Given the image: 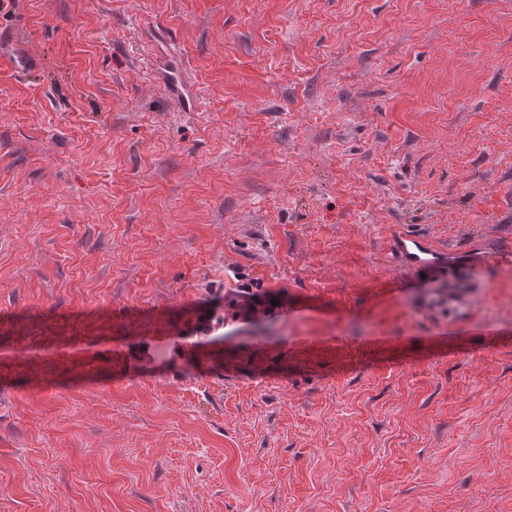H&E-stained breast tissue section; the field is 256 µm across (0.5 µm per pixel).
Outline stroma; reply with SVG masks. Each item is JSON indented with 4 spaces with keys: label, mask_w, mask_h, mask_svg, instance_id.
<instances>
[{
    "label": "stroma",
    "mask_w": 512,
    "mask_h": 512,
    "mask_svg": "<svg viewBox=\"0 0 512 512\" xmlns=\"http://www.w3.org/2000/svg\"><path fill=\"white\" fill-rule=\"evenodd\" d=\"M18 44L0 512H512V0H5ZM395 250L401 264L409 270H427L430 268H446L451 263L454 253H444L424 237L398 234L394 240Z\"/></svg>",
    "instance_id": "1"
}]
</instances>
